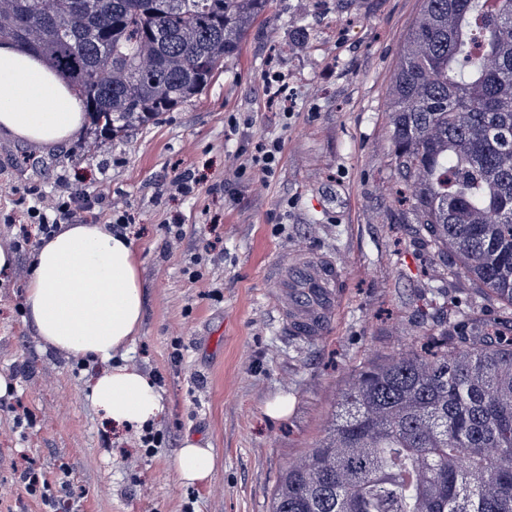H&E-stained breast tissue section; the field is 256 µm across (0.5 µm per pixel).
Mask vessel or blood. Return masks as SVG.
<instances>
[{"label": "vessel or blood", "mask_w": 512, "mask_h": 512, "mask_svg": "<svg viewBox=\"0 0 512 512\" xmlns=\"http://www.w3.org/2000/svg\"><path fill=\"white\" fill-rule=\"evenodd\" d=\"M277 289L273 300L281 320L294 336L324 335L341 300L342 275L336 263L322 255L284 254L266 272Z\"/></svg>", "instance_id": "b4317fda"}]
</instances>
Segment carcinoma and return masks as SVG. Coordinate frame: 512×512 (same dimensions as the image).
I'll use <instances>...</instances> for the list:
<instances>
[{"mask_svg": "<svg viewBox=\"0 0 512 512\" xmlns=\"http://www.w3.org/2000/svg\"><path fill=\"white\" fill-rule=\"evenodd\" d=\"M0 0V40L47 60L119 137L203 93L268 0ZM402 222L473 296L361 369L272 512H512V0H421L390 91Z\"/></svg>", "mask_w": 512, "mask_h": 512, "instance_id": "1", "label": "carcinoma"}]
</instances>
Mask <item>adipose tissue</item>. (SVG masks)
Instances as JSON below:
<instances>
[{
  "mask_svg": "<svg viewBox=\"0 0 512 512\" xmlns=\"http://www.w3.org/2000/svg\"><path fill=\"white\" fill-rule=\"evenodd\" d=\"M85 124L80 100L42 60L0 42V136L37 148L73 138ZM144 288L132 243L102 224H63L42 240L27 277L24 306L43 347L101 363L88 397L102 418L140 427L165 413L154 382L138 369L113 365L139 331ZM216 467L213 449L185 441L173 460L194 484Z\"/></svg>",
  "mask_w": 512,
  "mask_h": 512,
  "instance_id": "ef3b65f1",
  "label": "adipose tissue"
}]
</instances>
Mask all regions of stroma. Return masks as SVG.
<instances>
[{"label":"stroma","mask_w":512,"mask_h":512,"mask_svg":"<svg viewBox=\"0 0 512 512\" xmlns=\"http://www.w3.org/2000/svg\"><path fill=\"white\" fill-rule=\"evenodd\" d=\"M421 0H269L197 98L123 137L87 126L40 153L0 137V182L20 192L124 201L145 291L140 329L115 364L146 373L168 411L140 428L106 424L87 397L98 364L44 349L24 309L32 250L0 275V374L34 422L0 406V512H46L15 471L69 472L67 512H270L282 471L324 434L351 374L438 328L432 303L464 290L398 220L388 88ZM284 76L285 91L269 88ZM251 126L232 130L235 118ZM279 138L273 178L238 175ZM191 170L193 195L170 193ZM181 219V239L163 226ZM334 259L345 294L325 335L285 333L264 272L283 252ZM214 448L210 479L173 471L185 442Z\"/></svg>","instance_id":"1"}]
</instances>
